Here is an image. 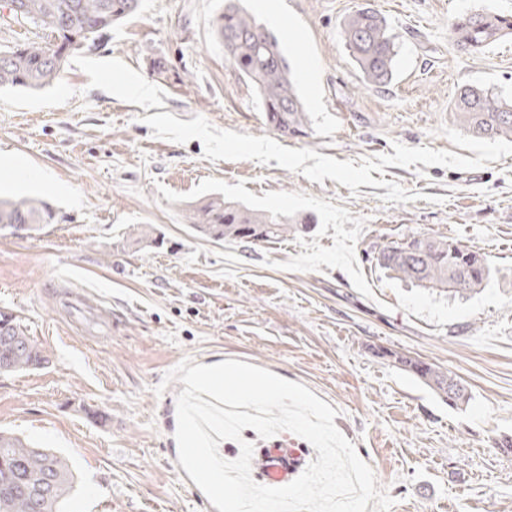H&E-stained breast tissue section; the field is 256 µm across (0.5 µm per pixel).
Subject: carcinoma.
Returning a JSON list of instances; mask_svg holds the SVG:
<instances>
[{"label": "carcinoma", "mask_w": 512, "mask_h": 512, "mask_svg": "<svg viewBox=\"0 0 512 512\" xmlns=\"http://www.w3.org/2000/svg\"><path fill=\"white\" fill-rule=\"evenodd\" d=\"M16 20L44 32L43 41H29L0 51V88L39 90L54 84L71 52L95 42L100 33L134 14L140 0H4ZM213 31L224 47L233 72L255 90L273 131L296 137L308 124L288 57L278 38L250 15L240 0H225L213 19ZM454 42L462 51L479 52L512 36V16L491 11L470 12L452 24ZM349 55L371 86L393 78L394 42L386 19L367 8L352 11L341 25ZM457 124L476 138L512 140V99L478 86L460 89L453 105ZM54 215L35 198L0 197V224H48ZM185 223L218 242L264 243L294 229L285 216L248 208L214 196L187 210ZM371 260L394 278L440 288L466 297L482 290L491 277L485 260L454 239L412 235L379 248ZM427 385L450 406L466 402L456 375L432 363L382 350ZM48 363L44 348L12 317L0 318V373L36 369ZM75 476L68 460L20 437L0 431V512H67Z\"/></svg>", "instance_id": "1"}]
</instances>
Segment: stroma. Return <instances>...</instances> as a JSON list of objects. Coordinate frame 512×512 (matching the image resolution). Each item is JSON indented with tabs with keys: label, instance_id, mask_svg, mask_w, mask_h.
Returning a JSON list of instances; mask_svg holds the SVG:
<instances>
[{
	"label": "stroma",
	"instance_id": "1",
	"mask_svg": "<svg viewBox=\"0 0 512 512\" xmlns=\"http://www.w3.org/2000/svg\"><path fill=\"white\" fill-rule=\"evenodd\" d=\"M257 2L241 0L290 59L304 136L270 130L231 72L212 29L221 0H141L54 85L0 90V196L56 213L0 229V314L49 358L0 375V430L69 459V512H214L174 452L183 385L163 378L185 359H235L336 409L391 512H512V141L453 117L461 86L512 97V38L463 53L450 34L467 11L512 15V0ZM363 3L397 37L380 88L339 36ZM215 193L310 224L215 242L183 221ZM137 226L157 244L135 243ZM413 234L477 250L490 281L454 297L367 261ZM381 348L457 374L467 404L449 407Z\"/></svg>",
	"mask_w": 512,
	"mask_h": 512
}]
</instances>
